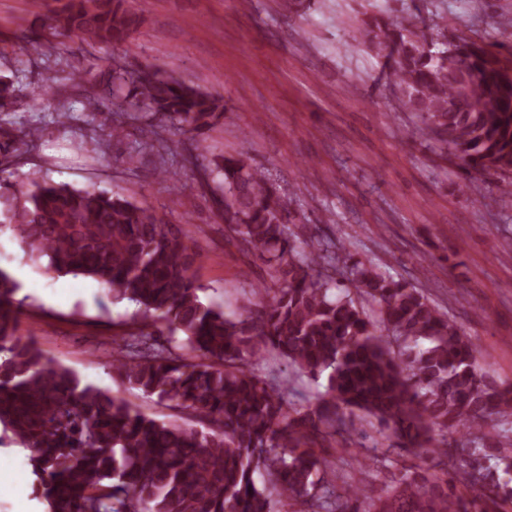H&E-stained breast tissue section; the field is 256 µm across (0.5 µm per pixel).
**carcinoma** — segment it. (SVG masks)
I'll return each instance as SVG.
<instances>
[{
  "label": "carcinoma",
  "instance_id": "1",
  "mask_svg": "<svg viewBox=\"0 0 512 512\" xmlns=\"http://www.w3.org/2000/svg\"><path fill=\"white\" fill-rule=\"evenodd\" d=\"M125 0H65L42 19L46 37L125 42L141 23ZM357 41L383 55L393 90L416 131L467 174L494 172L512 186V82L482 42L437 39L410 14L374 17ZM92 111L164 117L201 134L224 123L210 92L149 65L108 67ZM202 180L223 194L224 226L267 269L241 313L201 297L202 253L155 210L107 191L51 180L0 190V215L27 258L57 275H82L181 336L114 338L121 382L192 419L162 421L45 361L19 334V286L0 268V433L27 451L47 512H271L278 495L295 512H504L512 455L483 443L493 416L512 409V387L492 386L462 326L425 289L340 256L308 230L307 249L288 231V200L243 152ZM267 352L300 374L326 377L324 395L298 408L288 391L249 365ZM479 436L437 441L436 433ZM404 453L375 494L341 474L347 459Z\"/></svg>",
  "mask_w": 512,
  "mask_h": 512
}]
</instances>
